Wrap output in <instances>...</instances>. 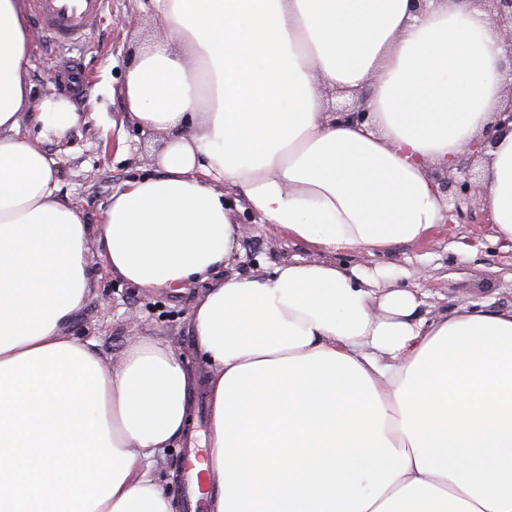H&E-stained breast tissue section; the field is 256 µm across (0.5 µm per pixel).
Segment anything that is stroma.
<instances>
[{
    "label": "stroma",
    "instance_id": "1",
    "mask_svg": "<svg viewBox=\"0 0 512 512\" xmlns=\"http://www.w3.org/2000/svg\"><path fill=\"white\" fill-rule=\"evenodd\" d=\"M161 32L147 0H112L103 22L72 56H47L46 38L40 31L32 33L33 102L63 93L61 70L70 59L80 60L86 72L84 94L75 105L78 111L93 113V120L74 129L66 141L45 144L57 161L58 193L75 205L84 223H100L112 194L127 181L160 172L157 157L166 137L144 136L128 115L119 90L133 56L148 38ZM470 206L465 220L443 225L424 241L397 244L382 256L339 252L330 257L346 268H384L392 286L418 292L424 310L434 313L468 302L511 306L512 243L496 241L481 197L471 198ZM239 217L248 231L239 240L238 272L262 273L295 259L327 257L260 223L247 210H240ZM89 261L94 270L91 297L74 319L71 335L95 340L113 366L132 337L149 336L168 344L193 371L203 370L189 318L206 283L195 282L179 291L138 288L108 273L99 249L91 250Z\"/></svg>",
    "mask_w": 512,
    "mask_h": 512
}]
</instances>
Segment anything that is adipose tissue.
Here are the masks:
<instances>
[{"label": "adipose tissue", "mask_w": 512, "mask_h": 512, "mask_svg": "<svg viewBox=\"0 0 512 512\" xmlns=\"http://www.w3.org/2000/svg\"><path fill=\"white\" fill-rule=\"evenodd\" d=\"M149 2L165 34L122 99L166 134L162 172L86 224L43 143L88 117L53 96L22 129L33 40L22 0H0V512H174L153 463L187 438L200 388L210 512H512V307L425 316L383 271L324 260L236 272L225 196L317 250L383 255L447 222L433 170L492 134L479 191L512 242V131L494 128L512 62L486 11ZM329 90L362 96L369 121L329 113ZM95 246L141 288L207 283L190 314L205 378L150 337L112 369L70 334Z\"/></svg>", "instance_id": "obj_1"}]
</instances>
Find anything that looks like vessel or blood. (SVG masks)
<instances>
[{"label": "vessel or blood", "mask_w": 512, "mask_h": 512, "mask_svg": "<svg viewBox=\"0 0 512 512\" xmlns=\"http://www.w3.org/2000/svg\"><path fill=\"white\" fill-rule=\"evenodd\" d=\"M109 0H28L31 14L47 38L61 51L77 47L102 21ZM202 450L186 449L182 459L187 512H204L207 491Z\"/></svg>", "instance_id": "b4317fda"}]
</instances>
